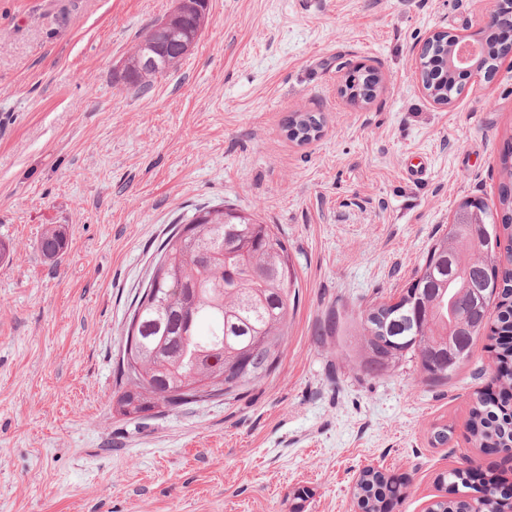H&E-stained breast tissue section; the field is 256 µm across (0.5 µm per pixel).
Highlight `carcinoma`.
<instances>
[{
	"label": "carcinoma",
	"instance_id": "obj_1",
	"mask_svg": "<svg viewBox=\"0 0 512 512\" xmlns=\"http://www.w3.org/2000/svg\"><path fill=\"white\" fill-rule=\"evenodd\" d=\"M208 12L190 13L179 34L167 42V60L159 69L142 65L131 54L116 81L131 78L126 86L142 94L154 81L186 56L184 43L202 34ZM322 127L313 112H296L285 125L288 138L308 142ZM499 208L504 228L512 210V156L502 158ZM233 209L202 207L179 220L159 247L149 288L153 295H138L132 313H140L141 377L118 396L121 414L139 415L158 406L176 410L201 400L192 385L210 381L224 370L238 367L224 379L217 396L231 395L268 375L280 358L288 330L291 271L288 246L275 230L252 213L243 224L224 223ZM464 225L452 223L427 252L425 262L400 294L399 302L379 303L362 312L359 326L364 345L358 350L361 366L378 376L400 360L419 362L427 381L443 383L459 364L448 365V341L459 342L469 358L481 336L491 341L497 368L493 382L512 397V346L501 337L512 336V266L501 261L512 253V236H495L496 247H476L463 234ZM66 242L62 227L50 228L40 241L49 259ZM469 432L475 447L512 448L509 411H494L478 395L469 409ZM467 468L438 474L436 484L454 492L466 487ZM407 484L379 472L360 474L354 498L364 512H386L406 496ZM512 509L499 485L490 480L481 496L465 494L437 500L433 512H505Z\"/></svg>",
	"mask_w": 512,
	"mask_h": 512
}]
</instances>
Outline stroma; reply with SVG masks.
I'll use <instances>...</instances> for the list:
<instances>
[{
	"mask_svg": "<svg viewBox=\"0 0 512 512\" xmlns=\"http://www.w3.org/2000/svg\"><path fill=\"white\" fill-rule=\"evenodd\" d=\"M177 0H0V512H355L365 465L407 481L473 460L469 408L487 339L444 384L402 362L366 375L354 326L398 295L467 198L499 211L512 147V56L451 106L418 87L428 33L473 34L491 0H209L190 55L136 95L114 77ZM375 68L360 109L349 64ZM316 112L320 138L288 139ZM257 214L297 278L276 370L238 394L140 416L117 410L132 306L176 222L204 206ZM66 231L60 259L39 250ZM336 313L351 338L318 336ZM448 426L447 445L431 432ZM321 127L320 115L313 112H296L288 117L285 131L288 138L292 140L308 142L313 138L315 130Z\"/></svg>",
	"mask_w": 512,
	"mask_h": 512,
	"instance_id": "35a3bbf8",
	"label": "stroma"
}]
</instances>
